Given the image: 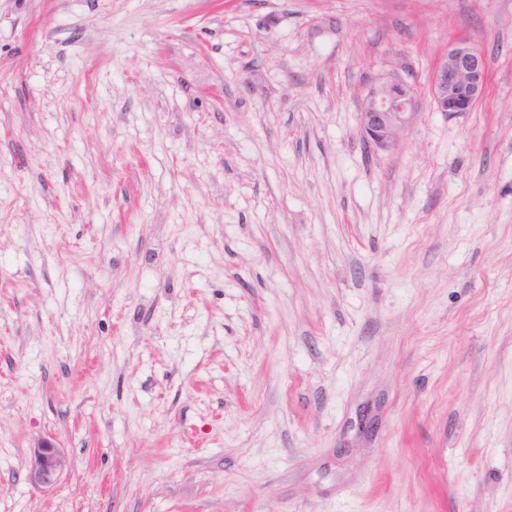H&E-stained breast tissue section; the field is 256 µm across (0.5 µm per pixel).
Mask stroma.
I'll list each match as a JSON object with an SVG mask.
<instances>
[{"instance_id":"35a3bbf8","label":"stroma","mask_w":512,"mask_h":512,"mask_svg":"<svg viewBox=\"0 0 512 512\" xmlns=\"http://www.w3.org/2000/svg\"><path fill=\"white\" fill-rule=\"evenodd\" d=\"M0 512H512V0H0ZM488 74L489 62L482 51L463 40L454 43L431 77L435 109L448 115L471 112L485 92ZM409 77L408 71L406 76L392 73L367 88L359 112L360 130L365 141L376 150H395L400 131L417 113V88ZM69 466V459L56 440L44 437L38 440L32 450L27 478L37 489H50Z\"/></svg>"}]
</instances>
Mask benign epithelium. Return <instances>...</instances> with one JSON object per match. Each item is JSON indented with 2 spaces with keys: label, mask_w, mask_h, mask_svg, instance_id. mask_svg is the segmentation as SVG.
Returning a JSON list of instances; mask_svg holds the SVG:
<instances>
[{
  "label": "benign epithelium",
  "mask_w": 512,
  "mask_h": 512,
  "mask_svg": "<svg viewBox=\"0 0 512 512\" xmlns=\"http://www.w3.org/2000/svg\"><path fill=\"white\" fill-rule=\"evenodd\" d=\"M488 74L489 62L482 51L463 40L454 43L431 77L435 109L450 115L472 111L485 92ZM417 109V88L409 76L392 73L379 78L367 88L359 112L365 141L379 151L395 150L400 131L413 121ZM69 466L56 440L44 437L32 450L27 478L37 489H50Z\"/></svg>",
  "instance_id": "7a95c632"
}]
</instances>
